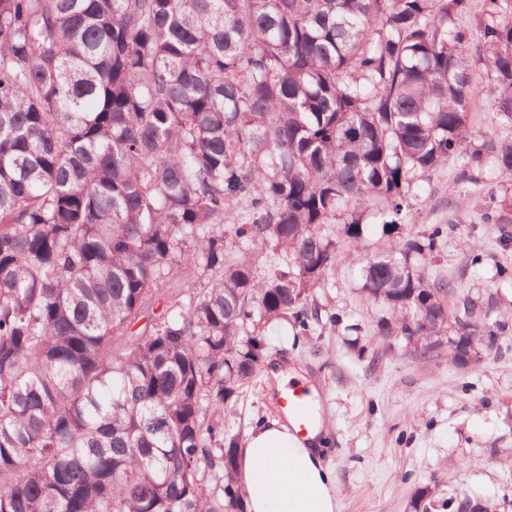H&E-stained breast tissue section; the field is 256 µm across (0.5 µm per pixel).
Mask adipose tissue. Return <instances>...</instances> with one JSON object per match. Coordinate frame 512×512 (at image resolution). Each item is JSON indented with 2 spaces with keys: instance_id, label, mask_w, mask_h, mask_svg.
<instances>
[{
  "instance_id": "obj_1",
  "label": "adipose tissue",
  "mask_w": 512,
  "mask_h": 512,
  "mask_svg": "<svg viewBox=\"0 0 512 512\" xmlns=\"http://www.w3.org/2000/svg\"><path fill=\"white\" fill-rule=\"evenodd\" d=\"M319 432L299 440L287 423H263L237 455L246 512H338L335 481Z\"/></svg>"
}]
</instances>
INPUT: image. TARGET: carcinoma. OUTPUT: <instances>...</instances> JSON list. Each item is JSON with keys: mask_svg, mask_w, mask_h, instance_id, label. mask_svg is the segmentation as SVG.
Wrapping results in <instances>:
<instances>
[{"mask_svg": "<svg viewBox=\"0 0 512 512\" xmlns=\"http://www.w3.org/2000/svg\"><path fill=\"white\" fill-rule=\"evenodd\" d=\"M0 0V512H244L224 408L260 329L308 336L340 240L472 145L481 66L512 126V0ZM447 232L358 267L378 327L505 325L426 273ZM166 290L161 310L152 297Z\"/></svg>", "mask_w": 512, "mask_h": 512, "instance_id": "carcinoma-1", "label": "carcinoma"}]
</instances>
